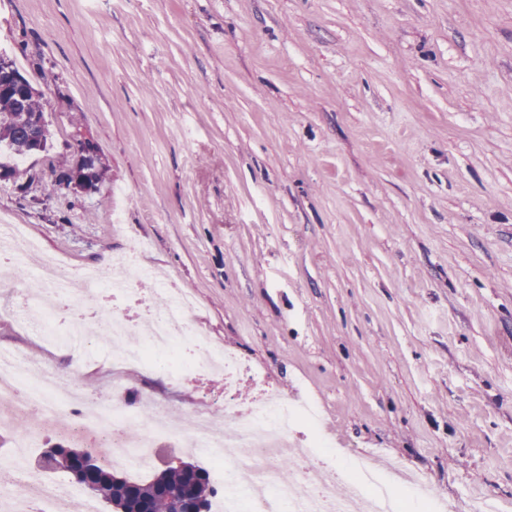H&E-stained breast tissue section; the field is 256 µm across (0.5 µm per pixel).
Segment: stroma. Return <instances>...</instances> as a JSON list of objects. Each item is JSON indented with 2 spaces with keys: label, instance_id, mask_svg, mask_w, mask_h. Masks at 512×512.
<instances>
[{
  "label": "stroma",
  "instance_id": "1",
  "mask_svg": "<svg viewBox=\"0 0 512 512\" xmlns=\"http://www.w3.org/2000/svg\"><path fill=\"white\" fill-rule=\"evenodd\" d=\"M0 48L53 132L0 181V238L103 272L145 242L212 340L319 406L337 459L379 448L512 512V0H0ZM83 134L89 193L57 182ZM93 348L75 379L103 397ZM1 349L73 355L11 318ZM118 371L224 412L221 376ZM89 143H90V148H91V151H92V154L94 157V161H93L92 167H91V174H90L93 187L91 186V183L89 181L88 172H85L84 170L79 171L76 174V176L71 184L73 189H75L77 191H81V192H91V191L97 189L98 184L102 183V181L104 180V175H105V170L100 166V161H99V157H98V152H99L98 147L96 144L92 143L91 141H89Z\"/></svg>",
  "mask_w": 512,
  "mask_h": 512
}]
</instances>
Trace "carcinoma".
<instances>
[{"label":"carcinoma","instance_id":"obj_1","mask_svg":"<svg viewBox=\"0 0 512 512\" xmlns=\"http://www.w3.org/2000/svg\"><path fill=\"white\" fill-rule=\"evenodd\" d=\"M42 93L30 87L29 93L22 97L0 94V156L12 159L32 154L31 145L40 140L48 146L51 131L44 120V109L41 104ZM41 117L40 125L32 123L33 115ZM59 453L71 452L78 456V466L71 476L77 484L91 495L108 502L125 498V512H175V501L186 489L188 472H196L193 494L198 507L197 512H209V494L214 492L210 486L209 472L192 463L185 468L168 467L162 470L148 483H140L134 491L127 492L125 481L118 480V475L111 465L101 462L90 454L77 448L64 445L54 447Z\"/></svg>","mask_w":512,"mask_h":512}]
</instances>
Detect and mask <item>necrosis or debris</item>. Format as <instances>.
Masks as SVG:
<instances>
[{
	"mask_svg": "<svg viewBox=\"0 0 512 512\" xmlns=\"http://www.w3.org/2000/svg\"><path fill=\"white\" fill-rule=\"evenodd\" d=\"M144 250L136 244L132 251L115 258L118 277L103 280L99 270L71 269L53 256L44 257L41 276L47 292L32 295L21 290L0 298V316H24L34 322L36 335L53 338L42 326L59 298L75 305L97 301L103 288L132 296L134 290L123 270L136 268L138 277H150V270L137 268L135 258ZM168 300L151 309L139 322H130L120 308L102 310L96 323L99 335L112 345L114 360L139 365L158 354L176 355L190 347L188 363H176V373L205 374L217 371L224 376V425L212 424L205 410L192 418L170 416L166 407L153 403L151 412H139L129 399L121 377H113L110 403L89 398L85 391L69 386L70 372L45 365L22 354L0 353V438L8 447L0 448V485L13 488L21 512H55L59 501L58 482L49 480L32 463L40 447V429H18L31 408L49 416L60 415V403L70 407L62 418L61 431L71 447L88 448L114 466L135 459L137 467L147 468L164 452L204 449L224 473V492L217 512H349L352 502L364 501L369 512H399L398 502L381 486L368 488L369 460L353 454L344 469L315 460L313 451L327 447L321 432L317 408L301 398L287 399L265 389V376L248 365L229 347L215 345L198 325L196 303L184 289L169 287ZM250 379L261 391L256 398L240 399L243 379ZM304 423L313 440L305 448L295 447L290 424ZM291 460L295 477L281 481L280 465ZM356 479L348 496L336 493V484L345 472Z\"/></svg>",
	"mask_w": 512,
	"mask_h": 512,
	"instance_id": "4bbe7bcc",
	"label": "necrosis or debris"
}]
</instances>
